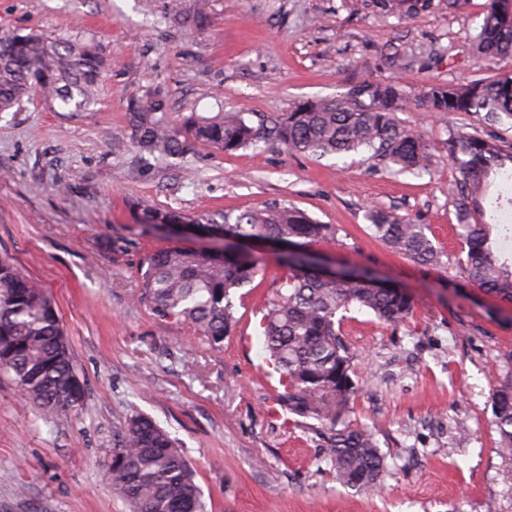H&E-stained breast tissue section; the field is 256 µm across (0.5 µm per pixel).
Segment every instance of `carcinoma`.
<instances>
[{
	"label": "carcinoma",
	"instance_id": "carcinoma-1",
	"mask_svg": "<svg viewBox=\"0 0 512 512\" xmlns=\"http://www.w3.org/2000/svg\"><path fill=\"white\" fill-rule=\"evenodd\" d=\"M476 65L486 77L461 83L428 82L417 95L429 112H483L489 121L512 116V75L495 72L512 57V0H488L480 30L472 36ZM106 61L97 46L31 31L0 36V112L36 92L56 112H85L96 102ZM410 96L393 82L361 80L331 99L304 102L257 126L243 115L192 112L174 118L168 100L155 92L133 100L130 135L143 152L158 157L184 154L193 145L232 154L260 141L316 157L371 151L397 172H427L432 161L423 135L402 126L397 113ZM443 149L456 172L449 184L462 229L460 264L469 281L512 303V266L500 262L492 245L485 203L492 178L512 170V144L491 134H451ZM139 223L186 227L222 242L198 253L167 248L147 254L140 265L138 301L162 321L192 327L212 348L224 344L235 324L232 293L262 271L257 257L234 242L285 245L287 273L266 304L262 329L269 361L279 375L277 402L288 413L327 428L325 460L336 481L359 493L380 490L386 468L374 433L352 422L353 353L341 323L354 305L396 326L413 313L402 290L382 285L360 268L332 274L321 269L309 247L332 240L337 228L307 212L272 203L238 212L200 213L134 204ZM374 234L391 250L421 264L440 253L422 224L387 211L370 215ZM0 373L10 376L24 401L47 417L76 416L84 382L55 304L32 278L0 260ZM498 453L512 464V376L494 394ZM114 491L132 512H204L200 487L183 449L152 418L131 416L115 431L107 462Z\"/></svg>",
	"mask_w": 512,
	"mask_h": 512
}]
</instances>
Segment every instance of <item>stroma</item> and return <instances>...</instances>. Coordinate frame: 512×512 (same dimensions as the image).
I'll list each match as a JSON object with an SVG mask.
<instances>
[{
    "instance_id": "1",
    "label": "stroma",
    "mask_w": 512,
    "mask_h": 512,
    "mask_svg": "<svg viewBox=\"0 0 512 512\" xmlns=\"http://www.w3.org/2000/svg\"><path fill=\"white\" fill-rule=\"evenodd\" d=\"M420 2L407 15L378 0H0V34L90 41L108 61L90 111L56 112L35 94L0 112V257L54 300L85 381L80 414L48 419L0 376V512H129L105 461L136 413L178 441L207 512H512L492 422L493 394L512 376V306L472 286L458 263L443 150L457 132L512 144V119L491 126L411 105L399 121L424 134L433 160L419 176L367 152L317 158L264 142L162 160L134 146L127 124L129 98L153 92L174 112H240L256 124L363 78L412 96L429 81L475 78L470 37L486 0ZM392 51L402 66L384 64ZM136 202L189 215L298 207L337 227L313 252L410 294L401 325L354 307L342 324L355 416L386 458L378 494L337 483L316 420L275 400L260 320L281 284L279 254L264 251L262 272L233 296L235 327L211 348L137 302L144 254L203 244L137 224ZM372 209L428 225L440 264L392 252Z\"/></svg>"
}]
</instances>
